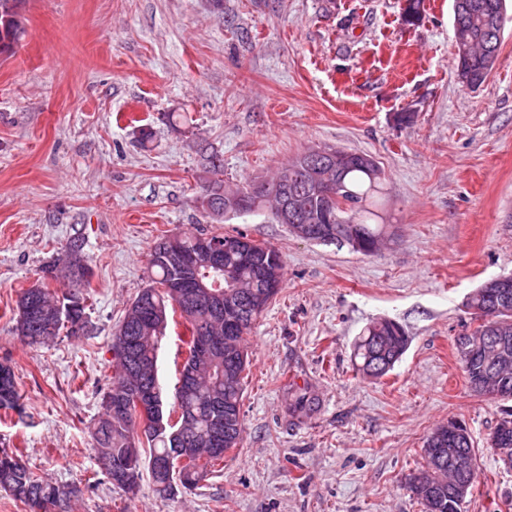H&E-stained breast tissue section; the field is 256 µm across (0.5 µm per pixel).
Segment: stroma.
Listing matches in <instances>:
<instances>
[{"mask_svg":"<svg viewBox=\"0 0 512 512\" xmlns=\"http://www.w3.org/2000/svg\"><path fill=\"white\" fill-rule=\"evenodd\" d=\"M26 0L24 35L0 56V360L25 418L0 448L78 485L72 512H422L407 484L423 440L455 417L478 450L464 512H512V470L488 448L501 401L475 395L453 354L467 297L512 273V30L478 89L455 69L453 0ZM187 121L171 129L166 116ZM152 132L147 148L139 128ZM373 156L385 173V244L370 255L305 241L269 210L200 206L203 150L228 185L265 182L301 154ZM245 232L275 246L284 283L246 338L243 440L192 491L113 486L88 428L112 379L109 345L164 232ZM84 233L93 342L32 349L16 301ZM400 323L410 342L380 380L352 357L362 330ZM184 328L168 324L158 378L173 394ZM319 397L287 409L289 383Z\"/></svg>","mask_w":512,"mask_h":512,"instance_id":"obj_1","label":"stroma"}]
</instances>
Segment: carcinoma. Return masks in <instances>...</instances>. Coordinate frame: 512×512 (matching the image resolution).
Instances as JSON below:
<instances>
[{
    "instance_id": "carcinoma-1",
    "label": "carcinoma",
    "mask_w": 512,
    "mask_h": 512,
    "mask_svg": "<svg viewBox=\"0 0 512 512\" xmlns=\"http://www.w3.org/2000/svg\"><path fill=\"white\" fill-rule=\"evenodd\" d=\"M505 0H465V7L458 15V23L470 39L484 45L486 52L480 58L456 56L458 75L466 78L468 87H481L495 64L506 22ZM288 181L269 182V187L248 184L236 190L241 195L242 205L233 210L224 208V181L214 180L203 188L200 203L204 210L223 215L257 211L265 206L267 197L276 193L288 201V211L297 216L299 224H314L318 227L333 225V233L316 237L320 243H334L347 246L352 238L364 244L362 253L369 254L377 249L383 233L380 224L381 206L385 196L384 177L376 160L365 153L349 152L341 165L325 156L312 163L305 153L287 166ZM164 234L153 247L149 259V280L132 300L117 330L112 336L110 351L114 374L101 396V412L90 427L89 433L96 449L97 459H105L111 468L105 470L112 476V469L122 468L135 460L136 476L126 484L122 481L116 487L126 493L136 494L143 474H149L155 493L162 498L177 495L182 489H193L213 472L222 462V457H210L201 468L183 466L169 473L151 469V462L165 458L174 452L168 435L155 428L146 427L138 414L129 413L118 417L112 414V404L127 399L133 381L126 368L123 337L137 338L136 356L139 363L148 366L158 359L164 334L152 325L136 319L139 307L152 310L176 311V299L168 284L174 279L176 269L164 254ZM86 239L77 233L68 242L66 249L51 258L43 267L38 282L23 289L16 302L17 316L14 333L21 342L31 348L48 347L65 332L69 336L92 338V328L86 313L87 301L93 292L91 287L92 269L85 252ZM253 247L265 253V263L276 283L268 291L245 267L228 263L237 282L238 294L229 298L256 297L261 299V311H266L283 286V260L277 249L261 243ZM70 282L68 291L58 293L50 287V281L59 276ZM73 304L72 319L80 326L72 329L56 320V305L61 302ZM478 324L473 335L484 336V328L495 327L497 341L484 351L469 357L454 341V354L464 373L469 389L480 396L507 401L512 398V315L499 314L495 318L475 317ZM256 319L246 318L239 334L232 337L229 345L237 351L238 361L228 362L224 352L208 354L192 353L190 365L196 373L198 391L190 395H174L173 412L194 409L197 413L187 428L194 440V449L200 453L208 450L205 441L210 426L211 414L205 404L211 400L221 403L220 417L224 421L225 447H240L243 432L241 402L244 393V372L247 366V352L243 347L246 336ZM185 331L196 336L207 330L224 335L223 326L213 322V316L202 304L187 313ZM409 345V336L402 325L381 319L369 324L354 344V361L358 372L364 377L378 379L391 371L399 362ZM289 406L291 409L310 413L319 406V399L309 388L290 385ZM22 395L12 366L0 363V411L22 414ZM466 433L464 442L448 436V429L437 426L424 440L421 448L423 463L408 475V484L417 495L424 512H463L466 500H460L449 493L454 481L453 472L448 469V457L440 464H431L427 448L435 441H441L447 448H463L476 454L474 440L466 424H461ZM512 449V409L505 408L490 437V449ZM0 490L24 503L30 512H69L71 498L80 493L77 487L58 485L33 470L18 451L0 450Z\"/></svg>"
}]
</instances>
